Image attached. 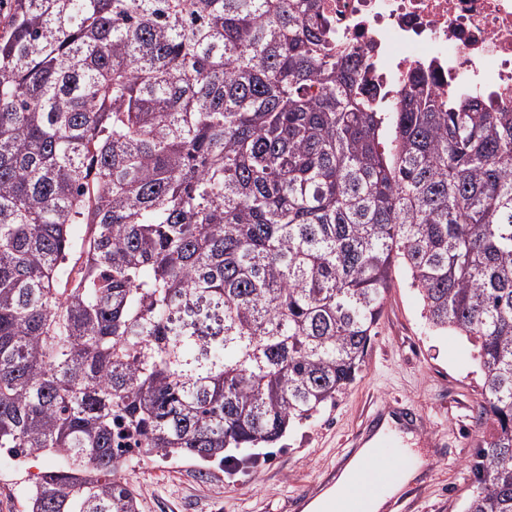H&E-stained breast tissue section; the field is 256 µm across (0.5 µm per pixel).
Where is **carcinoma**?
<instances>
[{
  "instance_id": "carcinoma-1",
  "label": "carcinoma",
  "mask_w": 512,
  "mask_h": 512,
  "mask_svg": "<svg viewBox=\"0 0 512 512\" xmlns=\"http://www.w3.org/2000/svg\"><path fill=\"white\" fill-rule=\"evenodd\" d=\"M319 0H0V449L26 512H141L350 386L392 270L477 348L466 512H512V108L383 112Z\"/></svg>"
}]
</instances>
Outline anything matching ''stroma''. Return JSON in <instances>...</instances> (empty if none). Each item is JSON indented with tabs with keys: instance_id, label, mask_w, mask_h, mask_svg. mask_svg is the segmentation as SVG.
Wrapping results in <instances>:
<instances>
[{
	"instance_id": "1",
	"label": "stroma",
	"mask_w": 512,
	"mask_h": 512,
	"mask_svg": "<svg viewBox=\"0 0 512 512\" xmlns=\"http://www.w3.org/2000/svg\"><path fill=\"white\" fill-rule=\"evenodd\" d=\"M476 350L455 332H431L407 272L396 268L365 362L335 406L273 448L228 449L224 463L144 457L125 476L142 512H299L304 493L355 454L371 413L396 399L424 418L410 454L421 476L386 512H465L481 434L475 423L482 372Z\"/></svg>"
}]
</instances>
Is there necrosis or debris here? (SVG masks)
<instances>
[{"instance_id":"necrosis-or-debris-1","label":"necrosis or debris","mask_w":512,"mask_h":512,"mask_svg":"<svg viewBox=\"0 0 512 512\" xmlns=\"http://www.w3.org/2000/svg\"><path fill=\"white\" fill-rule=\"evenodd\" d=\"M330 30L364 53L361 77L387 107L418 72L437 90L512 102V0H321Z\"/></svg>"}]
</instances>
